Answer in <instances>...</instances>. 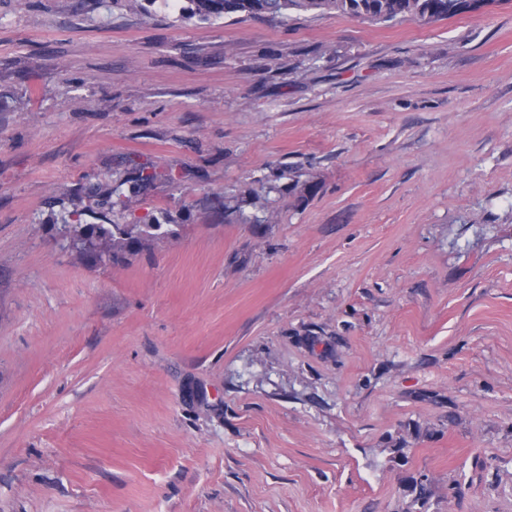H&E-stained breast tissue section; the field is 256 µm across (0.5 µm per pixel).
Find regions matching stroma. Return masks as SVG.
Returning a JSON list of instances; mask_svg holds the SVG:
<instances>
[{
  "label": "stroma",
  "mask_w": 512,
  "mask_h": 512,
  "mask_svg": "<svg viewBox=\"0 0 512 512\" xmlns=\"http://www.w3.org/2000/svg\"><path fill=\"white\" fill-rule=\"evenodd\" d=\"M0 512H512V0H0ZM183 15L208 22L222 16L284 17L290 14H347L375 23L402 18L440 21L477 12L491 0H187ZM157 176L158 173L155 168L140 166L138 169L137 180L132 185H129L127 189L123 188L125 183L119 184L112 188V206L126 208L130 205L132 198L137 194V182H149L154 180ZM168 225L143 224L137 231L125 224H73V227L76 234L92 236L96 226L95 237L102 240L107 250L112 253V265H117L124 262L128 254L137 252L145 237L168 233L170 230H163Z\"/></svg>",
  "instance_id": "obj_1"
}]
</instances>
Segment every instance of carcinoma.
Wrapping results in <instances>:
<instances>
[{
  "mask_svg": "<svg viewBox=\"0 0 512 512\" xmlns=\"http://www.w3.org/2000/svg\"><path fill=\"white\" fill-rule=\"evenodd\" d=\"M491 0H187L180 7L189 18L208 22L222 16L240 17H284L290 14H347L375 23H390L402 18H413L424 22L440 21L455 16L477 12ZM158 173L153 167L141 166L137 182L123 188L119 184L112 188V206L125 208L137 194L140 182L154 180ZM164 225L145 224L134 230L124 224H76L75 233L96 235L112 253V264L124 262L126 256L139 250L146 237L162 233Z\"/></svg>",
  "mask_w": 512,
  "mask_h": 512,
  "instance_id": "carcinoma-1",
  "label": "carcinoma"
}]
</instances>
